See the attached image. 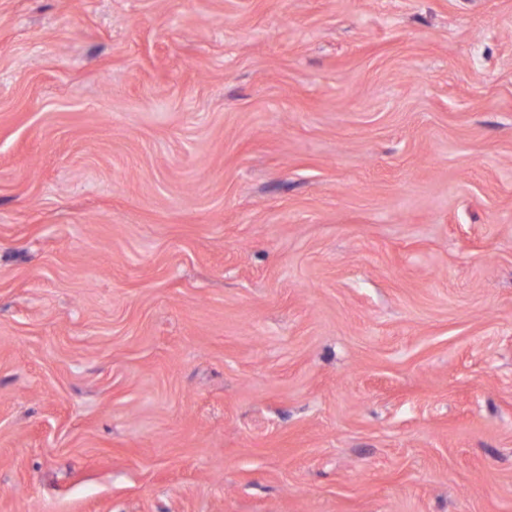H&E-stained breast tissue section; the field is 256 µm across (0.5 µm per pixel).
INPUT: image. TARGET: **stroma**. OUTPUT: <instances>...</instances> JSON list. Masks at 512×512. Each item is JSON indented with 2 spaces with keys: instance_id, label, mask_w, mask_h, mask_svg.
<instances>
[{
  "instance_id": "35a3bbf8",
  "label": "stroma",
  "mask_w": 512,
  "mask_h": 512,
  "mask_svg": "<svg viewBox=\"0 0 512 512\" xmlns=\"http://www.w3.org/2000/svg\"><path fill=\"white\" fill-rule=\"evenodd\" d=\"M0 512H512V0H0Z\"/></svg>"
}]
</instances>
